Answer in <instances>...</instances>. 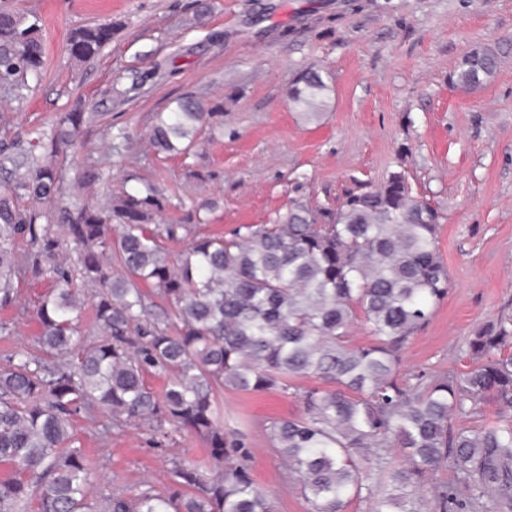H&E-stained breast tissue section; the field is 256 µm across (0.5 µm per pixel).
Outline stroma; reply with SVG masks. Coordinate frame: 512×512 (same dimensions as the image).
Returning <instances> with one entry per match:
<instances>
[{
    "label": "stroma",
    "instance_id": "stroma-1",
    "mask_svg": "<svg viewBox=\"0 0 512 512\" xmlns=\"http://www.w3.org/2000/svg\"><path fill=\"white\" fill-rule=\"evenodd\" d=\"M5 0L42 22L39 77L19 94L0 89V144L15 160L44 157L40 132L82 104L93 119L64 171L65 197L92 201L79 183L91 163L120 192L149 181L172 203L165 220L199 210L200 234L265 224L295 202L336 206L345 190L382 185L405 171L416 195L440 212L438 249L452 287L407 344L401 368L465 370L461 349L479 327L512 315V0ZM107 21L112 42L84 63L65 52L69 32ZM489 48L497 69L466 90L453 76L462 57ZM320 71L328 110L309 122L288 101L301 73ZM192 93L219 107L210 142L188 156L156 155L147 133L158 113ZM45 281L18 284L19 305L0 310L15 332L0 336V367L33 348V312ZM224 431L250 451V473L274 512H310L287 478L266 428L299 416L276 390L220 392ZM74 434L92 471L88 497L163 488L173 461L211 466L205 443L173 433L156 446L148 428L105 431L78 419Z\"/></svg>",
    "mask_w": 512,
    "mask_h": 512
}]
</instances>
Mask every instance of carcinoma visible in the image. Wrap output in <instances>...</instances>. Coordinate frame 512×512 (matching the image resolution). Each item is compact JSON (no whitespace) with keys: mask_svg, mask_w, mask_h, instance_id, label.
<instances>
[{"mask_svg":"<svg viewBox=\"0 0 512 512\" xmlns=\"http://www.w3.org/2000/svg\"><path fill=\"white\" fill-rule=\"evenodd\" d=\"M40 29L39 17L0 5V88L18 92L40 73ZM112 34L106 22L76 28L67 53L86 62ZM495 70V54L475 49L455 84L477 88ZM328 90L309 70L288 96L314 121ZM219 116L188 94L159 116L149 142L187 155ZM91 120L78 106L59 113L47 156L19 163L16 183L0 188V308L16 304L21 279L53 284L35 301L38 350L15 352L0 370V463L10 468L0 477V512H273L248 450L224 435L216 395L225 388L300 401L303 414L270 421L267 436L311 512H346L354 500L370 512H512V420L450 424L485 401L512 411V319L467 338L464 372L400 373L402 350L451 287L437 247L439 212L413 195L404 171L347 191L334 208L296 202L268 224L193 236L173 263L163 241L192 236V227L153 223L168 201L148 182L115 203L107 193L95 205L45 208L63 194V148ZM17 195L30 207H16ZM21 238L31 242L22 256ZM70 245L74 267L61 259ZM83 287L92 290L88 327ZM357 319L372 342L353 347ZM150 374L169 378L163 393ZM307 377L321 385L296 383ZM96 415L109 430L146 426L158 445L170 438L167 424L192 431L214 474L178 461L163 491L145 484L93 503L86 452L72 441L76 419ZM444 468L452 480L438 478Z\"/></svg>","mask_w":512,"mask_h":512,"instance_id":"carcinoma-1","label":"carcinoma"}]
</instances>
